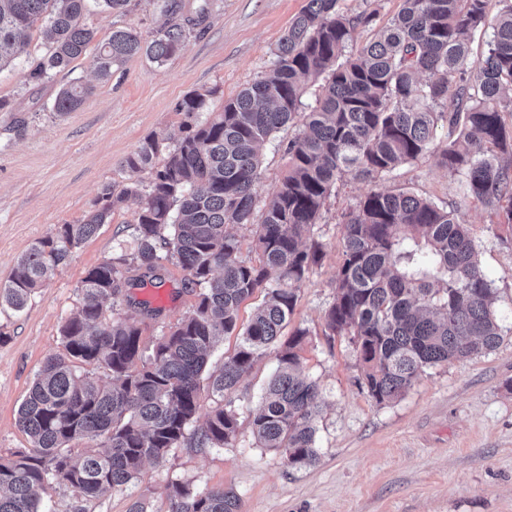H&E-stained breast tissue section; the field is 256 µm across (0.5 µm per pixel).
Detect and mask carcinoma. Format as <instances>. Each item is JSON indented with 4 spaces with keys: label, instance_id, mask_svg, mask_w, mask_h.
Returning a JSON list of instances; mask_svg holds the SVG:
<instances>
[{
    "label": "carcinoma",
    "instance_id": "carcinoma-1",
    "mask_svg": "<svg viewBox=\"0 0 512 512\" xmlns=\"http://www.w3.org/2000/svg\"><path fill=\"white\" fill-rule=\"evenodd\" d=\"M87 0H0V69L28 45L41 25L48 50L28 62L29 79L42 82L70 70L95 47L94 71L138 54L162 63L209 19L208 0L186 10L164 0V22L146 42L130 28L98 39L85 19ZM487 0H403L371 41L354 47L358 27L377 11L350 16L340 0H308L280 38L271 72L224 101L204 122L213 92H192L176 105L181 135L162 163L159 140L146 138L124 162L132 174L118 188H103L79 224L22 254L0 284V306L22 311L72 251L96 235L116 210L136 201L134 252L119 250L87 271L81 302L60 328L64 353L48 357L17 411L30 446L0 468V512H38L49 487L64 483L80 503L137 478L145 462H162L190 441L222 447L236 436L238 418L224 402L269 348L277 370L254 415L265 448L303 468L315 447L319 386L302 373L298 349L307 336L282 330L297 291L323 258L313 239L326 199L347 174L375 179L430 151L439 122L457 131L440 147L438 163L459 176L466 194L512 227V3L495 15ZM489 28L487 54L470 57L473 31ZM323 78L315 105L300 111L301 78ZM455 86L453 97L448 87ZM89 88L71 84L53 104L60 114L78 108ZM288 172L254 224L260 151L284 128ZM147 178H141V175ZM256 226L257 261L240 256L228 226ZM336 295L325 311L327 336L349 335L360 358L363 384L378 403L401 397L430 367L494 349L503 330L496 289L484 272L477 244L453 210L406 191L372 190L344 215ZM199 289L192 313L142 360L141 331L106 314L105 305L142 285L162 280L165 263ZM262 303L238 328L241 304L256 292ZM240 341L223 366L206 372L208 354L224 336ZM97 365L106 376L82 369ZM207 376L217 407L193 433L200 381ZM106 436L104 450L78 451L74 441ZM169 512H239L238 497L222 488L192 492L167 487Z\"/></svg>",
    "mask_w": 512,
    "mask_h": 512
}]
</instances>
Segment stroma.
Segmentation results:
<instances>
[{"mask_svg":"<svg viewBox=\"0 0 512 512\" xmlns=\"http://www.w3.org/2000/svg\"><path fill=\"white\" fill-rule=\"evenodd\" d=\"M209 2L205 29L161 64L139 55L99 82L88 53L73 62L71 72L35 83L27 59L46 50L36 29L23 54L0 70V100L12 106L0 112V283L33 244L81 220L105 186L125 184L123 162L146 137L173 147L183 121L175 107L185 95L211 92L216 110L268 73L279 39L307 0ZM160 6L161 0H130L127 12L117 15L94 5L88 20L102 39L126 27L149 40L162 20ZM77 82L92 88L82 105L64 115L52 112L59 90ZM447 136V127H438L436 149ZM436 149L391 178L345 176L314 228L324 257L301 285L289 326L308 331L299 354L320 389L315 465L290 467L253 433V416L276 367L271 351L229 395L238 413L230 444L183 443L162 463H145L123 488L82 503L69 486L53 484L41 512H74L79 506L84 512H127L138 497L152 512H168L165 487L172 481L195 491L234 492L240 512H512V229L466 196L460 177L439 166ZM287 169L279 140L267 143L255 186L257 211H264ZM400 189L456 210L470 226L497 292L504 336L493 350L427 369L403 396L379 404L359 382L351 338H327L324 313L336 294L344 214L369 191ZM137 209L131 203L116 211L111 223L74 249L23 312L0 307V462L28 448L16 423L18 407L45 359L62 352L60 327L80 305L87 270L110 257L116 242L130 240ZM186 278L171 264L162 286L135 289L137 299L161 308L155 318L116 300L115 312L140 329L144 354L192 312L196 295L185 289Z\"/></svg>","mask_w":512,"mask_h":512,"instance_id":"stroma-1","label":"stroma"}]
</instances>
